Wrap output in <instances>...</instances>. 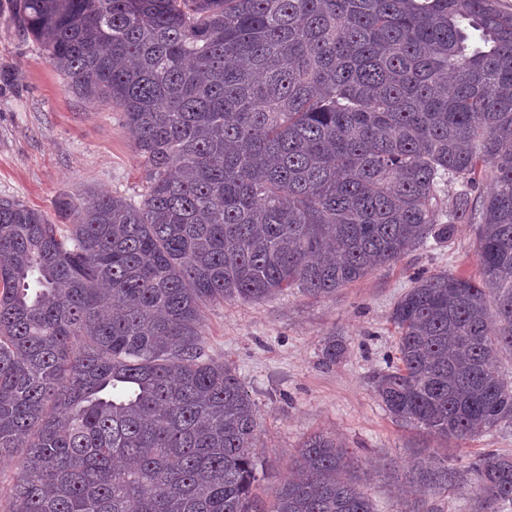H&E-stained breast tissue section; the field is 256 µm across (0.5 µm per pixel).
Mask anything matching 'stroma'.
<instances>
[{
  "label": "stroma",
  "instance_id": "obj_1",
  "mask_svg": "<svg viewBox=\"0 0 512 512\" xmlns=\"http://www.w3.org/2000/svg\"><path fill=\"white\" fill-rule=\"evenodd\" d=\"M90 190L134 204L147 191L123 114L67 93L40 45L20 33L11 0H0V198L20 199L54 220L61 201ZM474 241V225H456L448 242L417 248L329 298L288 288L261 302L205 308L208 353L235 367L260 408L264 490L282 483L290 453L318 430L354 452L379 512H407L414 460L435 456L463 465L488 450L512 455V426L467 441L430 436L396 422L369 381L395 356L390 313L414 273L478 276ZM331 335L343 341L345 354L326 366L321 350Z\"/></svg>",
  "mask_w": 512,
  "mask_h": 512
}]
</instances>
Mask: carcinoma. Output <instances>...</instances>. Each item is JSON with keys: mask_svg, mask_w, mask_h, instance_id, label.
<instances>
[{"mask_svg": "<svg viewBox=\"0 0 512 512\" xmlns=\"http://www.w3.org/2000/svg\"><path fill=\"white\" fill-rule=\"evenodd\" d=\"M89 106L123 112L135 205L90 192L68 229L0 198V461L9 512H378L339 439L254 493L259 408L205 352L204 309L286 288L333 297L454 225L480 279L413 278L399 363L371 386L444 439L512 425V12L498 0H13ZM490 171L482 188L478 173ZM446 221H440V217ZM334 336L325 363L343 356ZM512 512V457L424 460ZM24 448H18L15 454V461L8 464H0V512L9 507V492L18 477L16 461L24 455Z\"/></svg>", "mask_w": 512, "mask_h": 512, "instance_id": "carcinoma-1", "label": "carcinoma"}]
</instances>
